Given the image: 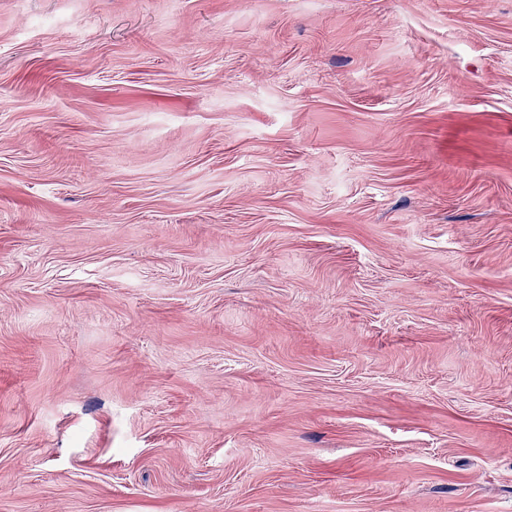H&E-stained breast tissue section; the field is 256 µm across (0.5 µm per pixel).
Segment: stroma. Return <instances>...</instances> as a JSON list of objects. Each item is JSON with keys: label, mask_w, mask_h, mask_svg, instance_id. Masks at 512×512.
<instances>
[{"label": "stroma", "mask_w": 512, "mask_h": 512, "mask_svg": "<svg viewBox=\"0 0 512 512\" xmlns=\"http://www.w3.org/2000/svg\"><path fill=\"white\" fill-rule=\"evenodd\" d=\"M0 512H512V0H0Z\"/></svg>", "instance_id": "1"}]
</instances>
